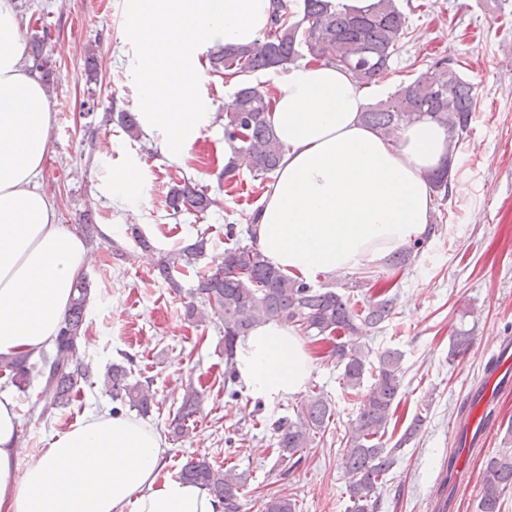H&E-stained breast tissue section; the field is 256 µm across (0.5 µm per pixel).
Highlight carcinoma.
<instances>
[{"label": "carcinoma", "instance_id": "cac0c4a2", "mask_svg": "<svg viewBox=\"0 0 512 512\" xmlns=\"http://www.w3.org/2000/svg\"><path fill=\"white\" fill-rule=\"evenodd\" d=\"M398 2L375 0L366 12L353 14L338 9L335 0H301L296 8L285 0H277L263 39L247 46H223L210 54L213 75L226 82L237 81L231 102L224 106V139L241 143V150L252 158L253 178L260 184L271 180L277 171L284 146L268 119L272 108L270 92L262 83H254L248 77L272 68L285 70L291 64L308 60L342 67L366 87L378 83L391 73V63L408 29L409 16ZM476 109L475 85L459 73L453 59L443 56L431 61L409 83L368 105L362 119L388 140L396 139L407 125L434 122L446 130L454 154L469 136ZM111 120L130 138L139 137V125L131 113L106 114L105 121ZM216 204L207 187L185 178L174 182L166 198L174 217L184 209L203 214ZM434 233L436 227L432 225L409 248L393 253L389 264L407 265ZM225 236L234 245L215 257L205 272L196 270L197 261L207 253L208 239L203 233L182 248L155 251L154 268L179 293L182 285L174 273L194 275L195 282L187 289L183 319L201 325L215 318L223 325L226 386L235 384L238 341L248 336L260 319L292 326L314 342H334L331 356L343 367V386L360 397L359 412L352 422L342 457V467L350 479L348 491L352 505L348 512H379V488L397 465V451L416 436L425 417L420 413L415 415L394 445L388 446V427L401 400L402 355L397 350L386 349L374 362L370 360L372 350L364 351L342 337L375 329L390 320L395 315V298L371 296L364 307L357 309L348 296L316 289L302 279L281 275L255 243L244 244L238 239L236 225H226ZM90 296L89 281L83 276L75 285L55 347L41 355L38 376L43 379V387L35 405L41 407L42 419L69 407L82 385L91 383V366L80 358L78 347ZM473 342L472 332L456 331L449 340L448 359L466 354ZM33 368L35 365L25 355L0 356V373L20 391L29 384ZM367 374L372 382L366 387ZM103 387L112 400L141 415L149 414L155 406L149 382L135 378L132 369L122 363L107 368ZM201 402L202 393L188 384L170 422L172 437L178 440L190 435L193 431L190 422ZM333 415L331 400L314 392L300 405L295 418H282L273 423L277 448L291 467L301 464L303 449L310 446ZM180 477L221 500L224 512H238V496L247 481L244 474L202 457L187 462ZM509 490H512V448H504L486 460L478 512H501L502 498ZM265 512H296V500L274 496L265 503Z\"/></svg>", "mask_w": 512, "mask_h": 512}]
</instances>
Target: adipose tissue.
Instances as JSON below:
<instances>
[{
  "label": "adipose tissue",
  "instance_id": "1",
  "mask_svg": "<svg viewBox=\"0 0 512 512\" xmlns=\"http://www.w3.org/2000/svg\"><path fill=\"white\" fill-rule=\"evenodd\" d=\"M276 0H127L137 121L160 154L181 161L213 125L199 93L203 45L261 38ZM13 0H0V355L53 345L87 263L79 234L57 222L39 177L49 151V100L24 69ZM366 90L342 69L299 62L284 70L270 116L285 148L253 226L280 273L306 280L381 265L423 236L429 173L449 155L443 128L424 121L390 142L365 125ZM252 397L301 394L311 352L284 324L258 323L235 353ZM20 414L0 395V512H223L221 501L161 470L168 446L127 414H88L23 462Z\"/></svg>",
  "mask_w": 512,
  "mask_h": 512
}]
</instances>
